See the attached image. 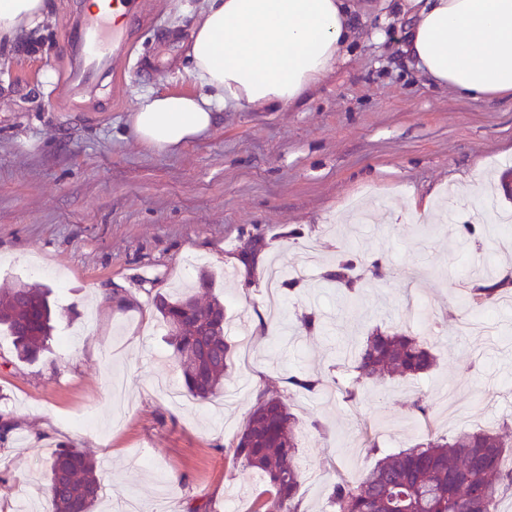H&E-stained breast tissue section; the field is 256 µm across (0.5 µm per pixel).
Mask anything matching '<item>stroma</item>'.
I'll use <instances>...</instances> for the list:
<instances>
[{
	"instance_id": "stroma-1",
	"label": "stroma",
	"mask_w": 512,
	"mask_h": 512,
	"mask_svg": "<svg viewBox=\"0 0 512 512\" xmlns=\"http://www.w3.org/2000/svg\"><path fill=\"white\" fill-rule=\"evenodd\" d=\"M36 51L0 40V288L21 279L50 288L53 337L34 361L0 331V512H43L55 448L97 460L94 512H183L187 502L256 512L266 484L232 463L230 448L259 391L282 396L298 419L303 512H323L333 484L375 462L365 437L396 451L477 428L512 427V311L488 307L492 332L462 336L470 281L512 271V215L498 190L512 168V101L472 100L428 85L401 50L406 20L366 15L348 58L296 112H228L176 153L137 143L128 117L140 95L191 94L188 40L200 0H137L119 29L130 53L91 92L63 90L75 63L77 10L46 0ZM386 38H372L375 28ZM482 174L481 195L468 186ZM429 201L422 217L414 203ZM257 252L253 285L230 257ZM311 262L277 316L266 271ZM380 261L356 301L325 281L340 256ZM214 279L236 345L224 395H184L182 374L152 301ZM430 320L412 326L437 356L416 378L358 379L371 333L407 323L415 297ZM319 327L301 333V313ZM319 379L315 391L289 377ZM354 397H347V390ZM421 396L426 414L407 400Z\"/></svg>"
}]
</instances>
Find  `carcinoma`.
<instances>
[{
	"label": "carcinoma",
	"mask_w": 512,
	"mask_h": 512,
	"mask_svg": "<svg viewBox=\"0 0 512 512\" xmlns=\"http://www.w3.org/2000/svg\"><path fill=\"white\" fill-rule=\"evenodd\" d=\"M328 280L357 295L352 265L339 263ZM512 287L507 275L492 286L478 283L467 291L464 308L480 310ZM49 289L16 283L0 289V329L13 338L17 357L35 360L46 351L53 332ZM153 307L162 320L183 386L191 397L206 401L223 393L224 373L234 345L224 332V302L216 296L202 303L193 294L158 295ZM358 378L417 377L432 369L431 348L407 331L373 333L356 360ZM299 423L279 398L258 393L245 426L233 442L232 463L261 475L269 486L258 512H299L298 488L303 476L298 457ZM377 456L354 484L332 486L333 512H498L512 497V469L502 467L512 445L498 432L476 430L439 436L390 452L373 441ZM102 487L97 462L82 448H57L48 461L45 512H92Z\"/></svg>",
	"instance_id": "1"
}]
</instances>
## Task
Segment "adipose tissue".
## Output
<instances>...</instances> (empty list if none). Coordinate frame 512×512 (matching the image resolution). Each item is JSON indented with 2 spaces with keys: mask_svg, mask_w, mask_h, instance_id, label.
<instances>
[{
  "mask_svg": "<svg viewBox=\"0 0 512 512\" xmlns=\"http://www.w3.org/2000/svg\"><path fill=\"white\" fill-rule=\"evenodd\" d=\"M354 0H202L188 55L194 94L149 92L131 135L175 152L224 112H293L345 62ZM45 0H0V38L28 36ZM402 50L428 84L472 99L512 100V0H404Z\"/></svg>",
  "mask_w": 512,
  "mask_h": 512,
  "instance_id": "ef3b65f1",
  "label": "adipose tissue"
}]
</instances>
